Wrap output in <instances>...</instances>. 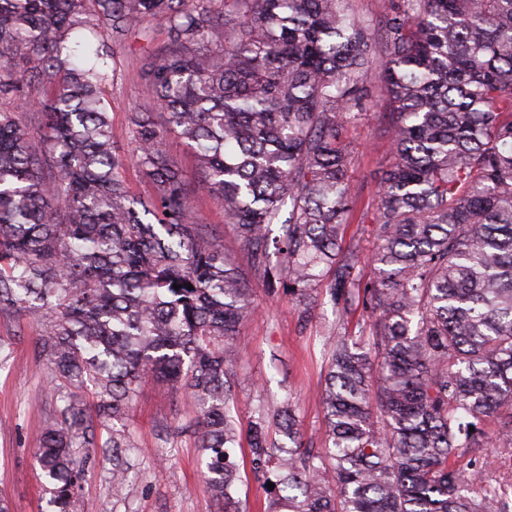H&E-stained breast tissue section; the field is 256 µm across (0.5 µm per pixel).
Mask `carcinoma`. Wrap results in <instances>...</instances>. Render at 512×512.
Masks as SVG:
<instances>
[{"label": "carcinoma", "mask_w": 512, "mask_h": 512, "mask_svg": "<svg viewBox=\"0 0 512 512\" xmlns=\"http://www.w3.org/2000/svg\"><path fill=\"white\" fill-rule=\"evenodd\" d=\"M352 2L0 0V313L45 323L60 398L39 465L60 512L83 450L135 447L149 378L198 398L218 512H240L243 440L254 480L274 483L267 512H512L485 473L512 455V0H383L379 32ZM151 25L166 40L146 50L151 107L129 114L122 156L106 86ZM377 89L394 162L367 277L343 245V132ZM173 135L266 286L305 317L322 292L335 309L322 448L288 401L237 430L228 346L251 288L195 213ZM131 165L152 194L131 191ZM88 382L92 406L66 391ZM131 485L115 466L114 494Z\"/></svg>", "instance_id": "carcinoma-1"}]
</instances>
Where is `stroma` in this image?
<instances>
[{
  "label": "stroma",
  "instance_id": "35a3bbf8",
  "mask_svg": "<svg viewBox=\"0 0 512 512\" xmlns=\"http://www.w3.org/2000/svg\"><path fill=\"white\" fill-rule=\"evenodd\" d=\"M162 28L151 27L133 39L121 75L109 87L115 148L131 153L128 128L132 109L149 104L142 46L159 45ZM392 118L372 103L349 125L344 137L353 148L349 179L356 202L346 229L363 255L375 248L374 199L378 176L393 160L387 133ZM193 204L206 223L221 234L225 253L240 266L253 290L255 313L241 328V348L234 355L236 400L241 424L254 407L296 405L308 444L324 445V412L317 398L323 383L327 332L335 321L331 306L315 305L302 318L286 292L273 293L251 269L246 253L207 192L194 190ZM42 323L16 313L0 314V498L13 512H54L37 461L39 434L50 418L56 397L47 381L46 360L39 351ZM199 408L191 391L173 392L146 382L130 411L129 427L136 446L128 453L138 477L134 493L123 500L112 495V458L101 449L89 451L88 474L69 512H216L207 491L193 431Z\"/></svg>",
  "mask_w": 512,
  "mask_h": 512
}]
</instances>
